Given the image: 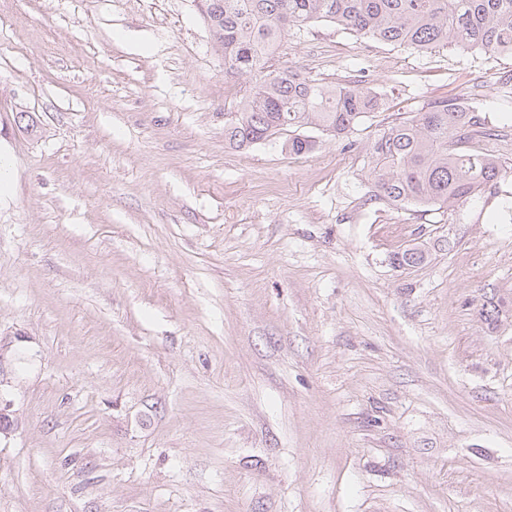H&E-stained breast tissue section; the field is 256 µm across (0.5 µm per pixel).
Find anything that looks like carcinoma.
<instances>
[{
    "label": "carcinoma",
    "instance_id": "carcinoma-1",
    "mask_svg": "<svg viewBox=\"0 0 512 512\" xmlns=\"http://www.w3.org/2000/svg\"><path fill=\"white\" fill-rule=\"evenodd\" d=\"M203 20L224 33V78L255 77L224 113V140L250 148L289 128L311 127L344 137L383 95L359 84L329 87L269 62L288 28L325 21L344 30L418 52L440 46L489 54L512 53V0H200ZM499 127L477 103L440 100L387 127L372 143L368 164L375 198L403 209L458 208L512 172L489 149ZM297 135L288 149L315 148ZM427 253L412 247L394 255L400 267L422 264Z\"/></svg>",
    "mask_w": 512,
    "mask_h": 512
}]
</instances>
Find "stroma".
Wrapping results in <instances>:
<instances>
[{"label": "stroma", "mask_w": 512, "mask_h": 512, "mask_svg": "<svg viewBox=\"0 0 512 512\" xmlns=\"http://www.w3.org/2000/svg\"><path fill=\"white\" fill-rule=\"evenodd\" d=\"M272 63L386 108L238 150L195 0H0V512H512V176L413 212L367 158L511 118L512 55L316 22Z\"/></svg>", "instance_id": "obj_1"}]
</instances>
